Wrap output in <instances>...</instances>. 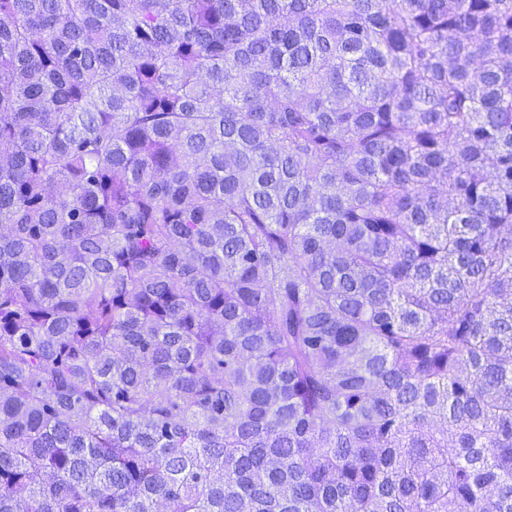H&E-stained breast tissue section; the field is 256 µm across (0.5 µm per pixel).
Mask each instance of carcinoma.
Instances as JSON below:
<instances>
[{"label":"carcinoma","instance_id":"carcinoma-1","mask_svg":"<svg viewBox=\"0 0 512 512\" xmlns=\"http://www.w3.org/2000/svg\"><path fill=\"white\" fill-rule=\"evenodd\" d=\"M0 512H512V0H0Z\"/></svg>","mask_w":512,"mask_h":512}]
</instances>
